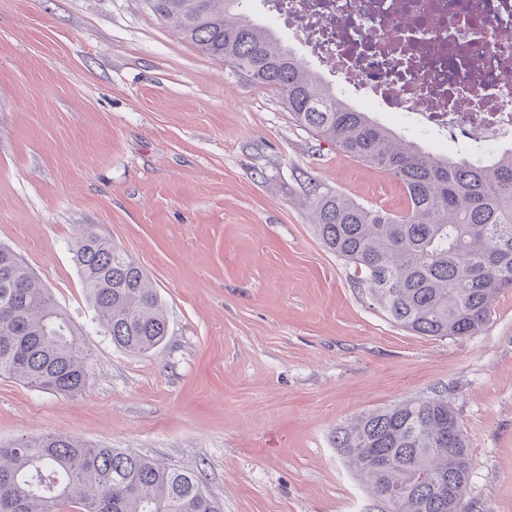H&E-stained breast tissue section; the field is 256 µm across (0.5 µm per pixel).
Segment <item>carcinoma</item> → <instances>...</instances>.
Returning <instances> with one entry per match:
<instances>
[{
    "mask_svg": "<svg viewBox=\"0 0 512 512\" xmlns=\"http://www.w3.org/2000/svg\"><path fill=\"white\" fill-rule=\"evenodd\" d=\"M154 13L202 54L277 91L291 119L403 187L393 214L314 190L309 215L322 244L354 267L360 285L418 336H473L512 289V147L486 160L452 159L407 141L344 101L267 29L245 0H156ZM73 260L112 343L131 353L168 334L162 298L143 269L91 227ZM0 374L60 394L91 379L77 331L28 265L0 246ZM336 447L391 512H462L442 484L469 482L467 436L448 399H406L336 432ZM224 512L196 471L123 448H91L55 435L0 446V512Z\"/></svg>",
    "mask_w": 512,
    "mask_h": 512,
    "instance_id": "1",
    "label": "carcinoma"
}]
</instances>
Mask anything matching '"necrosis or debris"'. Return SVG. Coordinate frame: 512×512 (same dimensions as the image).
<instances>
[{"mask_svg": "<svg viewBox=\"0 0 512 512\" xmlns=\"http://www.w3.org/2000/svg\"><path fill=\"white\" fill-rule=\"evenodd\" d=\"M315 70L358 107L387 112L463 156L512 142V0H264Z\"/></svg>", "mask_w": 512, "mask_h": 512, "instance_id": "necrosis-or-debris-1", "label": "necrosis or debris"}]
</instances>
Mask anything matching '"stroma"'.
I'll return each instance as SVG.
<instances>
[{
    "instance_id": "1",
    "label": "stroma",
    "mask_w": 512,
    "mask_h": 512,
    "mask_svg": "<svg viewBox=\"0 0 512 512\" xmlns=\"http://www.w3.org/2000/svg\"><path fill=\"white\" fill-rule=\"evenodd\" d=\"M315 184L406 208L395 178L297 126L147 0H0V244L92 372L71 396L0 376V444L61 435L195 466L224 512H388L336 432L439 393L472 452L465 508L512 512V291L473 336L400 327L316 236ZM85 224L158 289L157 349L97 328L72 260Z\"/></svg>"
}]
</instances>
